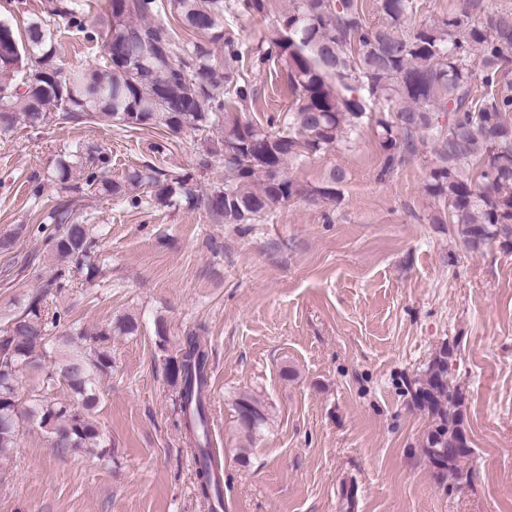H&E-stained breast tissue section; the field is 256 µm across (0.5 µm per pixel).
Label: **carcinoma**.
I'll return each instance as SVG.
<instances>
[{"mask_svg":"<svg viewBox=\"0 0 512 512\" xmlns=\"http://www.w3.org/2000/svg\"><path fill=\"white\" fill-rule=\"evenodd\" d=\"M103 29L86 24L80 0H53L48 15L19 30L0 21V131L22 120L39 128L54 120H88L125 131L161 126L224 136L219 151L224 181L205 195L191 176L149 166L123 181H98L111 157L78 146L58 163L55 181L65 188L73 169L86 182L120 196L126 186L153 188L159 207L180 199L205 207L226 224H251L294 196L335 202L346 175L332 168L319 186L303 187L290 166L312 154L351 143L364 121L377 127L383 179L417 155L425 140L435 160L426 186L448 207V223L476 251L493 241L512 249V10L491 12L484 0H468L450 13L414 27L416 0H377L370 21L360 0H289L288 11L256 37L250 53L224 27L234 8L250 18L266 16L268 0H108ZM91 40L104 41L103 67L66 73L56 64L55 18ZM213 45L224 46L215 59ZM279 62L288 74L294 105L267 130L234 112L255 96L250 72ZM49 253L76 270L88 264L93 228L57 204L43 212ZM70 270L61 269L46 290L0 327V455L18 445L22 423L38 426L51 447L77 454L110 449L93 419L97 377L112 368L107 333L58 336L60 314L49 312L47 288L60 290ZM139 318L118 319L113 331L134 335ZM169 384L176 390L186 452L196 464L197 494L210 512L224 509L223 478L209 427L210 349L195 331L171 340L166 321H154ZM451 352L443 347L411 384L413 399L431 420L423 453L440 476L460 478V461L472 454L465 396L449 381ZM40 372L39 390L25 401L26 418L14 419L19 382ZM66 385L71 400L54 396ZM238 427L248 439L267 423L265 407L242 394L235 400Z\"/></svg>","mask_w":512,"mask_h":512,"instance_id":"obj_1","label":"carcinoma"}]
</instances>
